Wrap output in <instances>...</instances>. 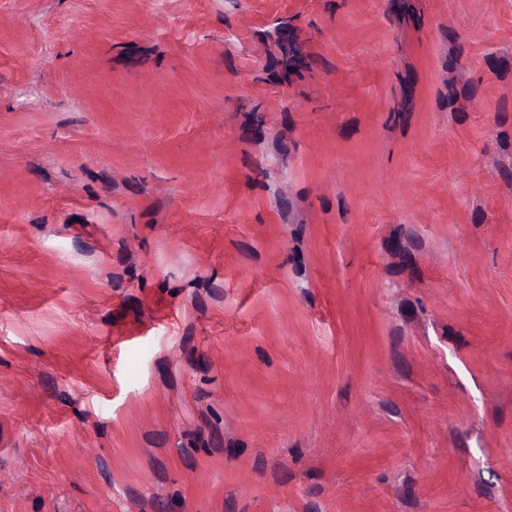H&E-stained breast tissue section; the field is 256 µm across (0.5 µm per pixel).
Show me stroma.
I'll return each mask as SVG.
<instances>
[{"label": "stroma", "mask_w": 512, "mask_h": 512, "mask_svg": "<svg viewBox=\"0 0 512 512\" xmlns=\"http://www.w3.org/2000/svg\"><path fill=\"white\" fill-rule=\"evenodd\" d=\"M0 512H512V0H0Z\"/></svg>", "instance_id": "35a3bbf8"}]
</instances>
